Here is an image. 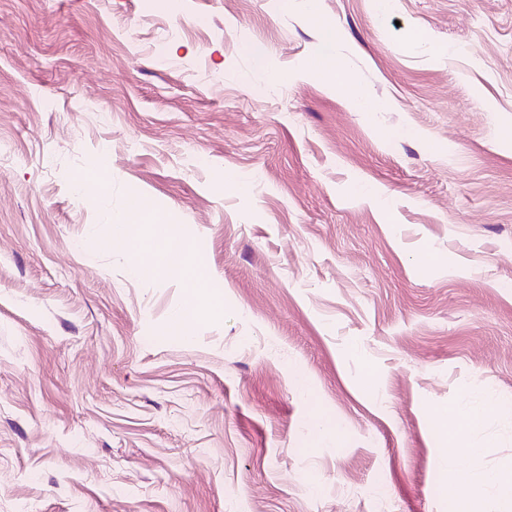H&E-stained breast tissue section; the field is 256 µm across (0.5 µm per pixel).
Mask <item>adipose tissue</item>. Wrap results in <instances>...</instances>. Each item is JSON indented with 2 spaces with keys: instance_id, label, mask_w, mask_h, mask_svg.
<instances>
[{
  "instance_id": "adipose-tissue-1",
  "label": "adipose tissue",
  "mask_w": 512,
  "mask_h": 512,
  "mask_svg": "<svg viewBox=\"0 0 512 512\" xmlns=\"http://www.w3.org/2000/svg\"><path fill=\"white\" fill-rule=\"evenodd\" d=\"M140 224L151 225L152 234H138L136 227ZM112 236L133 248L132 270L135 274L159 276L185 285L184 305L171 322L175 333H185L198 312L199 298L207 287V273L198 259L200 250L195 238L184 229L169 224L162 213L143 201L132 207L126 219L113 225ZM447 417L448 465L454 468L460 460L479 455V448L468 444L466 438L480 428L482 415L469 405L459 403L449 407ZM448 491L472 505V512H488L486 497L490 494L500 505L512 507V468L461 477L449 485Z\"/></svg>"
}]
</instances>
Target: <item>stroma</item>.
Listing matches in <instances>:
<instances>
[{"label":"stroma","instance_id":"stroma-1","mask_svg":"<svg viewBox=\"0 0 512 512\" xmlns=\"http://www.w3.org/2000/svg\"><path fill=\"white\" fill-rule=\"evenodd\" d=\"M178 3L0 0V512H458L445 409L512 464V0H318L373 112L302 0ZM135 198L224 297L188 335ZM314 70L318 77L336 88L353 93L348 78L342 66L335 56L329 52L319 55L314 60ZM357 105L366 112H372L377 107V102L366 95L353 93ZM131 224H148L149 236H141ZM112 237L134 249L132 271L175 280L186 286L183 307L173 316L172 330L185 334L196 317L199 297L207 287V273L198 260L200 249L193 236L184 229L168 224L158 210L138 201L129 215L112 226Z\"/></svg>","mask_w":512,"mask_h":512}]
</instances>
